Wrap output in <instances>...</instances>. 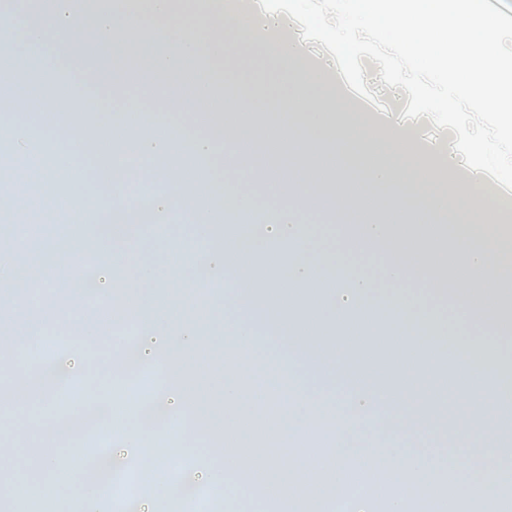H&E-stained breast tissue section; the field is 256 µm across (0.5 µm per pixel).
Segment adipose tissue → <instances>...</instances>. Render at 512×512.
<instances>
[{
    "label": "adipose tissue",
    "instance_id": "obj_1",
    "mask_svg": "<svg viewBox=\"0 0 512 512\" xmlns=\"http://www.w3.org/2000/svg\"><path fill=\"white\" fill-rule=\"evenodd\" d=\"M234 2L0 0V96L39 104L35 112L0 114V139L33 158L29 168L0 167V211L39 207L91 226L100 261L121 256L148 292L208 321L220 348L271 381L281 379L279 359L259 354L258 335L323 337L328 363L299 395L386 449L512 452V435L496 420L512 411V369L501 350L512 336V276L503 273L512 268V209L491 205L461 177L455 140L441 144L424 132L405 145L395 114L372 118L339 90L331 77L338 56L312 66L303 42L279 37V15L237 18ZM128 32L150 46L147 56L125 41ZM88 34L91 50L82 45ZM271 43L293 91L279 112L257 120L241 111L215 64L257 72ZM204 64L209 70L191 93L174 96L185 74ZM64 79L77 90L67 112L58 92ZM37 131L42 140H34ZM324 139L348 149L334 154L321 147ZM81 152L101 186L92 198L81 190ZM296 161L298 177H285ZM62 170L73 184L65 193ZM136 181L147 191L133 194ZM259 196L272 199L269 210L256 209ZM349 204L365 218L344 225L346 244L381 256L378 278L311 244L310 225L335 222ZM178 205L203 245L191 263L217 285L204 308L190 277L154 261L162 244L135 242L143 228L169 223ZM95 212L104 219L89 224ZM258 270L260 285L241 287ZM380 278L397 291L381 295ZM419 285L468 317L471 331L437 318L418 300ZM353 323L362 330L356 349ZM397 347L415 357L413 371L388 364L377 384L370 362ZM474 372L489 382L481 397L486 420L434 416L443 394L423 389L422 380L468 397Z\"/></svg>",
    "mask_w": 512,
    "mask_h": 512
}]
</instances>
